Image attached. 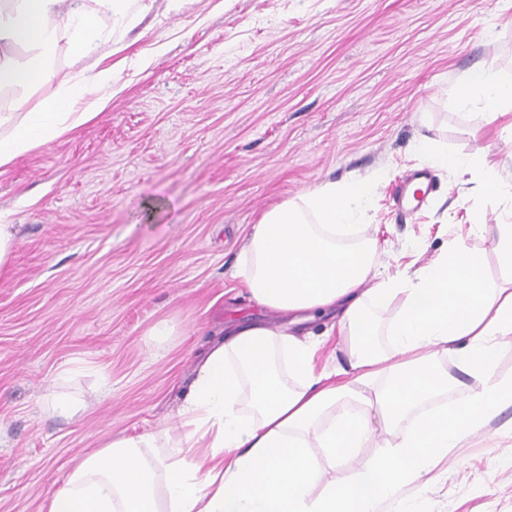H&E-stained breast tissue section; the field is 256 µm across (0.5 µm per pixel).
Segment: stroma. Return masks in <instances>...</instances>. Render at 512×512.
<instances>
[{
  "mask_svg": "<svg viewBox=\"0 0 512 512\" xmlns=\"http://www.w3.org/2000/svg\"><path fill=\"white\" fill-rule=\"evenodd\" d=\"M112 100L96 120L0 174L16 249L0 278V512H42L74 459L103 441L176 432L195 360L235 317L274 315L233 278L249 225L327 182L382 170L367 212L381 279L408 281L457 245L502 270L490 225L512 197L428 167L429 135L512 182V140L459 77L512 67V0H132ZM432 190L399 216L409 171ZM165 326L166 337L153 334ZM76 373L86 411L44 396ZM425 512H512V407L470 433Z\"/></svg>",
  "mask_w": 512,
  "mask_h": 512,
  "instance_id": "1",
  "label": "stroma"
}]
</instances>
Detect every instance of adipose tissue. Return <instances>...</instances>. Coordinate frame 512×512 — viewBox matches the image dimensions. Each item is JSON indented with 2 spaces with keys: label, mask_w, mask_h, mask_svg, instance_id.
I'll list each match as a JSON object with an SVG mask.
<instances>
[{
  "label": "adipose tissue",
  "mask_w": 512,
  "mask_h": 512,
  "mask_svg": "<svg viewBox=\"0 0 512 512\" xmlns=\"http://www.w3.org/2000/svg\"><path fill=\"white\" fill-rule=\"evenodd\" d=\"M129 2L0 0V93H15L17 106L0 113V172L107 109L112 37L138 22ZM63 37L88 64L59 79L50 59ZM49 81L54 92L32 99ZM476 98L489 120L511 114L512 69L462 77L458 103ZM417 147L435 166L477 172V190L503 186L484 156L448 153L427 136ZM383 178L325 185L251 225L236 275L279 325L229 321L196 363L180 433L107 440L75 461L46 512H376L393 498L398 512H419L400 489L428 485L449 449L512 406V380L490 379L497 346L512 340V224L494 230L500 283H488L481 258L465 247L412 287L378 281L377 242L360 218ZM396 297L397 314L379 327ZM329 312L345 361L320 370L318 342L296 327ZM445 355L455 374L440 366ZM447 393L452 403L435 406ZM379 430L399 442L381 445L345 487L325 482L324 464L353 461Z\"/></svg>",
  "instance_id": "adipose-tissue-1"
}]
</instances>
